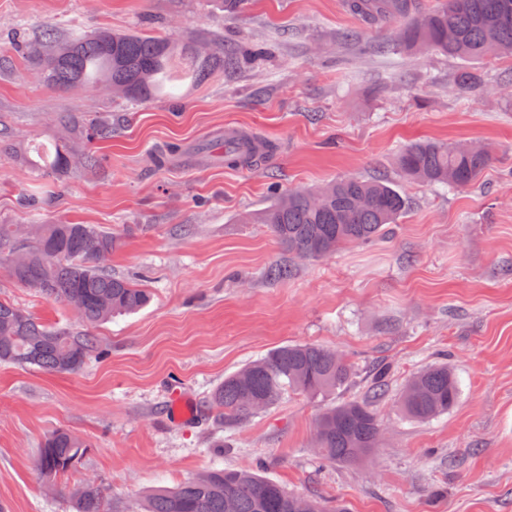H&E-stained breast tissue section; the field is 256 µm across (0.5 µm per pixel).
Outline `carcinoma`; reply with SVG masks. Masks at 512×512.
Masks as SVG:
<instances>
[{
    "label": "carcinoma",
    "mask_w": 512,
    "mask_h": 512,
    "mask_svg": "<svg viewBox=\"0 0 512 512\" xmlns=\"http://www.w3.org/2000/svg\"><path fill=\"white\" fill-rule=\"evenodd\" d=\"M348 10L371 24L387 25L413 17L399 36L407 46H424L466 61L488 56L512 58V0H443L422 12L418 0H346ZM40 64L42 83L55 90H86L100 77L112 94L146 102L163 86L172 69L199 84L214 70L235 68L242 48L212 44L208 51L175 38L142 31L88 35L45 28L26 44ZM458 94L482 88L480 77L464 69L454 78ZM112 124L104 117L82 127L87 140L105 137ZM34 168L59 178L72 165L71 154L38 153ZM492 163L482 146L454 147L429 140L412 143L396 157L401 174L427 186L463 189L475 185ZM399 187L386 180L341 178L315 189L279 195L266 208L240 217L242 224H265L288 255L318 260L351 245L369 244L386 232L406 210ZM117 239L91 224H37L21 228L0 224V258L11 277L41 295L70 305L84 329L50 327L32 314L0 300V363L33 366L49 373L79 370L100 341L87 333L115 315L146 307L151 294L137 283L112 276L105 268ZM353 371L336 351L317 344H286L224 377L209 395V407L227 428L239 427L277 406L290 393L326 396L346 387ZM389 368L378 365L370 377V399L347 400L325 409L317 422L315 456L324 462L353 463L375 448L379 421L375 400L385 395ZM459 397L454 373L446 364L415 373L400 398L405 415L426 421L452 410ZM85 442L68 430L45 438L36 468L48 492L55 478L69 471L86 451ZM73 512H107L106 489L93 482L69 491ZM326 512L324 503L285 489L250 467L212 468L174 488L157 487L145 498L143 512Z\"/></svg>",
    "instance_id": "obj_1"
}]
</instances>
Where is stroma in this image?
<instances>
[{
  "label": "stroma",
  "instance_id": "1",
  "mask_svg": "<svg viewBox=\"0 0 512 512\" xmlns=\"http://www.w3.org/2000/svg\"><path fill=\"white\" fill-rule=\"evenodd\" d=\"M48 26L222 41L253 55L196 88L168 82L158 99L115 101L42 85L11 36ZM387 36L345 0H247L233 17L224 0H0V129L97 160L58 180L0 148V224L112 229L108 270L152 294L139 312L93 327L105 353L77 372L0 364V512H70L69 490L89 479L106 487L111 512H141L153 488L253 464L349 512H512V90L502 86L512 59L475 64L488 88L463 97L453 78L464 60L401 45L378 54ZM105 113L111 137L82 139L79 125ZM228 126L263 136L272 152L244 167L215 164ZM419 140L483 145L493 161L471 188L428 187L396 166ZM345 177L384 178L406 196L383 239L305 261L266 225L239 221L288 190ZM275 264L291 266L290 277L267 278ZM0 300L47 325H80L3 262ZM290 342L336 350L353 366L350 384L333 396L286 395L225 428L208 394ZM443 358L456 407L425 422L401 414L408 379ZM379 362L391 376L374 405V452L316 463L322 410L365 398ZM57 428L89 448L48 494L35 459Z\"/></svg>",
  "mask_w": 512,
  "mask_h": 512
}]
</instances>
